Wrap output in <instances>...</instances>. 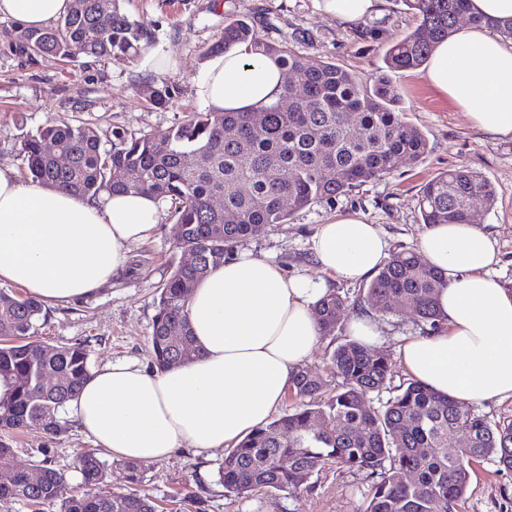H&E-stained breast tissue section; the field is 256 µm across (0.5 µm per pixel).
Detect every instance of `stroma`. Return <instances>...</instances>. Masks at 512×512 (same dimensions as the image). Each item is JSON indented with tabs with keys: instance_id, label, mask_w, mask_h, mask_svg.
I'll list each match as a JSON object with an SVG mask.
<instances>
[{
	"instance_id": "obj_1",
	"label": "stroma",
	"mask_w": 512,
	"mask_h": 512,
	"mask_svg": "<svg viewBox=\"0 0 512 512\" xmlns=\"http://www.w3.org/2000/svg\"><path fill=\"white\" fill-rule=\"evenodd\" d=\"M122 13L151 31L149 52L172 56L165 77L178 86L165 106L148 102L151 88L163 75L141 69L139 60L83 57L64 63L58 57H30L0 39V165L19 168L18 147L27 132L55 118L90 121L102 138L120 127L155 134L181 123L189 113L205 111L194 91L195 79L213 45L224 38L229 18L247 17L264 41L302 55L321 57L368 81L378 74L386 49L414 30L418 16L403 0H387L382 14L344 25L321 13L315 0H120ZM376 30V38L365 30ZM407 121L428 140L418 160H400L393 173L364 183L333 202L292 211L288 223L239 242L235 250L252 252L279 264L288 274L309 277L317 287L336 290L349 299L335 335L320 337L307 362L326 373L327 358L349 339L353 317L374 319L381 330L373 349L387 353L391 378L386 389L368 394L379 407L396 395L409 378L398 357L404 337L424 335L410 313L382 314L371 309L363 284L325 274L313 261L310 240L317 228L340 216H358L378 226L392 251L416 250L425 230L419 201L423 186L457 167L479 172L497 190L494 205L478 208L475 218L496 239L501 262L496 278L512 289V138L487 139L474 130L464 113L425 79L424 70L396 74ZM186 255L173 237L169 218H162L147 239L129 246L125 270L93 295L50 306L40 321L37 342L50 346L86 344L91 368L114 362L152 366V320L156 290ZM0 441L14 451V463L29 466L42 459L80 486L79 452L92 443L75 420L57 434L40 430H0ZM223 451L197 455L184 450L147 466L141 492L165 512H363L372 485L365 474L333 466L310 478V491L289 497L267 492L247 498L227 496L217 475ZM512 505V472L494 461L477 465L461 512H502Z\"/></svg>"
}]
</instances>
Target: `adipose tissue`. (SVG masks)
Returning a JSON list of instances; mask_svg holds the SVG:
<instances>
[{
  "label": "adipose tissue",
  "mask_w": 512,
  "mask_h": 512,
  "mask_svg": "<svg viewBox=\"0 0 512 512\" xmlns=\"http://www.w3.org/2000/svg\"><path fill=\"white\" fill-rule=\"evenodd\" d=\"M344 23L380 14L386 0H315ZM71 0H0V19L45 28ZM468 25L436 44L429 84L488 138L512 136V0H469ZM286 82L274 58L247 43L209 57L195 94L216 112H250L275 101ZM161 219L153 196L115 193L92 200L22 182L0 166V283L21 286L45 304L86 297L111 282L130 244ZM320 271L345 281L369 279L390 257L376 225L343 216L311 239ZM418 252L441 271L435 295L441 331L411 336L398 354L409 375L437 394L468 404L512 398V289L493 275L496 240L478 224H432ZM310 278L286 275L249 254L213 268L192 288L187 319L198 356L160 372L135 363L94 371L71 403L83 433L112 456L155 464L191 448L203 453L238 443L267 424L319 330Z\"/></svg>",
  "instance_id": "1"
}]
</instances>
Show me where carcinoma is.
Returning a JSON list of instances; mask_svg holds the SVG:
<instances>
[{
	"label": "carcinoma",
	"mask_w": 512,
	"mask_h": 512,
	"mask_svg": "<svg viewBox=\"0 0 512 512\" xmlns=\"http://www.w3.org/2000/svg\"><path fill=\"white\" fill-rule=\"evenodd\" d=\"M420 24L390 46L385 70L367 83L342 67L284 50L257 36L244 19L224 25L214 50L250 42L260 54L279 59L295 76L301 93L285 86L257 112H192L181 124L157 134L112 129L110 147L88 122L50 121L24 136L20 173L35 184L98 198L104 191L147 193L170 202L178 245L199 254L194 265L176 266L157 288L152 322L154 366L166 370L199 354L186 317L190 288L212 268L235 257L238 242L285 224L291 211L332 202L362 184L390 174L402 158L417 160L428 149L425 135L405 120L392 75L421 68L433 44L448 37L467 16L466 0H403ZM16 51L81 57L137 56L154 36L121 13L119 0H73L65 16L44 29L16 24L0 29ZM177 92L168 80L150 100L162 106ZM70 156L62 167L57 153ZM223 198L216 208L212 201ZM495 187L461 167L442 173L421 191L424 224H468L477 205H493ZM447 286L442 273L412 251H397L367 288L368 305L380 313L401 307L429 330L443 326L436 292ZM347 298L325 293L315 306L320 334L335 333ZM43 304L0 290V378L12 383L0 401V430L64 428L62 412L90 376L89 353L81 343L50 350L32 340ZM341 380L335 392L305 366L290 387L295 399L287 414L242 439L218 467L225 492L244 497L262 490L295 495L328 463L373 479L363 512H460L474 464L493 459L512 471V421L491 423L470 405L438 395L414 379L376 409L370 392L386 388L390 358L357 341L330 355ZM52 377V385L44 383ZM455 451L448 452V446ZM292 463L283 466L282 459ZM13 449L0 442V504L23 502L31 512H158L147 495L104 491L108 463L95 449L78 454L82 490L44 459L40 477L29 482L26 468L12 467Z\"/></svg>",
	"instance_id": "obj_1"
}]
</instances>
